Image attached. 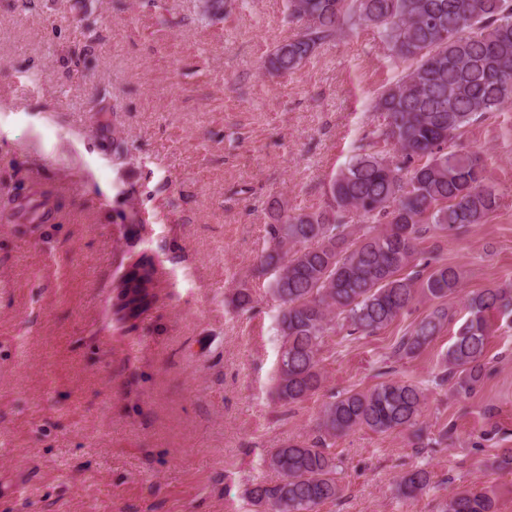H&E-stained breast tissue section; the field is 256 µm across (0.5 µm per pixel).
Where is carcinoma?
<instances>
[{
  "mask_svg": "<svg viewBox=\"0 0 512 512\" xmlns=\"http://www.w3.org/2000/svg\"><path fill=\"white\" fill-rule=\"evenodd\" d=\"M288 16L302 27L269 56L270 68L281 75L363 26L373 28L406 68L374 101L385 114L388 152L372 143L351 157L332 178L320 209L290 212L278 200L270 203L273 223L258 273L272 275L269 289L281 306L273 393L284 405L324 386L322 351L338 321L349 336H370L414 304L431 302V311L394 347L402 359L418 356L442 333L463 271L430 266L419 244L484 224L498 209L500 194L481 157L457 149L456 140L465 127L512 104V0H288ZM138 272V284L118 303L125 318L147 305L139 285L153 283L151 260L141 259ZM465 308L467 317L432 379L460 397L474 394L487 377L490 319L512 315V290L472 291ZM425 404V389L396 380L330 397L315 436L289 442L269 458L282 480L253 485L249 498L261 512H315L341 491L333 438L358 428L405 431L414 447L429 448L432 438L421 421ZM398 484L404 497L415 499L430 489L432 472L417 467ZM441 512H496V499L473 486L458 488Z\"/></svg>",
  "mask_w": 512,
  "mask_h": 512,
  "instance_id": "cac0c4a2",
  "label": "carcinoma"
}]
</instances>
